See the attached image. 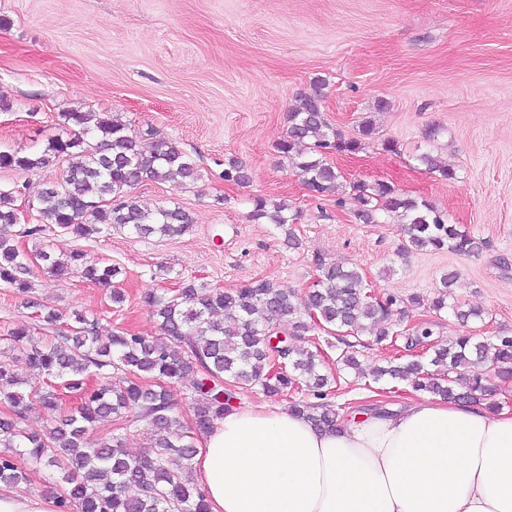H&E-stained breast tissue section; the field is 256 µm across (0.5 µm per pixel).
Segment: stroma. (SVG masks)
<instances>
[{
  "mask_svg": "<svg viewBox=\"0 0 512 512\" xmlns=\"http://www.w3.org/2000/svg\"><path fill=\"white\" fill-rule=\"evenodd\" d=\"M318 79L324 117L344 138L357 137L363 120L374 124L362 150L329 155L342 180L327 197L311 195L275 148L298 96ZM76 110L121 116L190 155L197 184L150 182L134 193L148 209L183 208L193 224L184 235L148 239L123 230L82 239L52 228L35 239L11 227L26 251L82 249L120 267L126 301L113 308L108 289L33 268L30 294L0 285V352L22 324L37 338L57 335L43 310L68 324L97 313L113 328L158 335L142 296L172 292L180 276L222 290L266 278L293 291L301 308L317 255L359 267L376 297L429 298L444 272L460 271L456 304L483 313L467 328L481 340L512 336V0H0V151L41 152L63 135V113ZM425 152L453 178L429 171ZM233 159L248 184L225 181ZM62 172L0 167V190L19 188L15 205L33 222L30 201ZM357 181L430 202L489 249L400 258L396 220L356 219ZM258 196L299 211L301 248L252 221ZM390 321L403 336L430 322L439 342L464 328L452 311L418 306L393 309ZM314 342L335 378L336 408L370 395L414 396L408 384L372 376L396 354L390 343L364 337L353 371L339 368L335 338L321 331Z\"/></svg>",
  "mask_w": 512,
  "mask_h": 512,
  "instance_id": "stroma-1",
  "label": "stroma"
}]
</instances>
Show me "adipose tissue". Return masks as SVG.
<instances>
[{
	"instance_id": "adipose-tissue-1",
	"label": "adipose tissue",
	"mask_w": 512,
	"mask_h": 512,
	"mask_svg": "<svg viewBox=\"0 0 512 512\" xmlns=\"http://www.w3.org/2000/svg\"><path fill=\"white\" fill-rule=\"evenodd\" d=\"M194 466L209 512H512V411L420 396L328 430L237 406Z\"/></svg>"
}]
</instances>
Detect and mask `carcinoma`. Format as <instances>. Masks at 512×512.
<instances>
[{
	"label": "carcinoma",
	"instance_id": "obj_1",
	"mask_svg": "<svg viewBox=\"0 0 512 512\" xmlns=\"http://www.w3.org/2000/svg\"><path fill=\"white\" fill-rule=\"evenodd\" d=\"M322 82L304 94L288 116V128L277 150L303 176L307 188L319 196L336 192L340 173L322 155L325 151L355 153L358 138L344 139L326 122L322 112ZM68 136L57 138L39 154L0 152V167L25 171L67 163L62 178L41 190L30 208L38 223L23 228L34 237L45 226L78 238L129 229L146 238L180 236L190 230L191 215L180 207H142L132 189L146 182L191 186L201 179L196 163L176 147L149 142L117 116L99 112H65ZM224 180L250 181L245 167L235 160L224 170ZM359 209L356 219L377 224L386 214L401 224L398 253L442 250L478 255L487 241L449 224L429 202L404 197L387 182L352 185ZM14 192L0 191V228L18 222ZM251 217L274 224L285 242L297 248L294 225L298 213L284 200L253 199ZM39 261L49 276L66 280L73 274L110 289V301L119 308L126 301L117 281L118 267L105 265L83 250L59 258L40 249L29 255L12 237L0 234V284L19 294L34 288L30 264ZM318 277L304 309L294 293L268 280H254L230 291L210 289L192 280L180 281L168 296L150 291L144 302L159 320L160 335L146 337L108 329L100 319L75 315V326L50 340H37L26 327L6 340L25 357L43 385L19 378L11 364L0 360V483L17 486L28 474L19 465L49 467L64 483L55 496L57 512H208L205 495L192 478L197 439L210 431L233 407L227 385L260 386L273 395L288 394L302 385L313 402H295L291 409L317 428L336 425V409L326 401L330 378L321 373L318 354L306 343L319 331L343 345L337 363L345 369L359 366L355 347L368 335L377 343L395 338L388 323L391 309L403 300L387 295L372 297L363 274L324 257L315 258ZM459 274L440 278V290L429 302L413 296L410 303L428 304L432 311L448 306ZM288 325V339L274 348L270 338ZM427 369L418 359L391 357L376 369V379L406 382L418 391L446 399L477 403L491 393L484 368L498 378H512V337L478 341L466 332L431 346ZM186 383L193 405L194 424L180 418L177 403L166 384ZM67 391L77 399L68 407L60 397ZM36 399L48 414L40 432L25 427L28 399ZM111 422L116 430L98 434L96 426ZM144 422L156 435L152 449L132 456L123 431Z\"/></svg>",
	"mask_w": 512,
	"mask_h": 512
}]
</instances>
